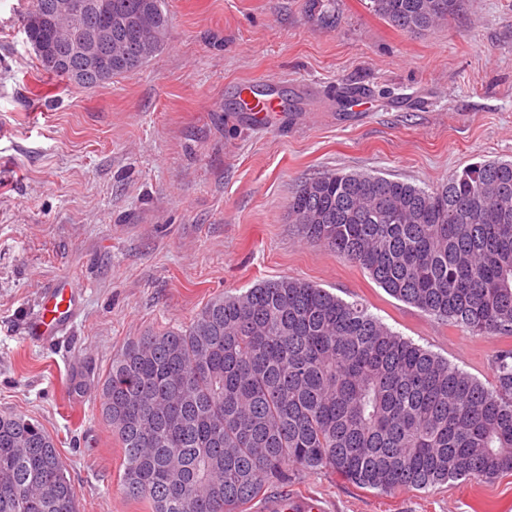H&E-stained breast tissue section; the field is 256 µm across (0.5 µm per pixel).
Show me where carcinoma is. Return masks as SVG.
Listing matches in <instances>:
<instances>
[{"mask_svg":"<svg viewBox=\"0 0 512 512\" xmlns=\"http://www.w3.org/2000/svg\"><path fill=\"white\" fill-rule=\"evenodd\" d=\"M31 0V44L82 25ZM153 12L150 55L170 27ZM407 32L456 14L448 0H371ZM334 19L333 0H306ZM133 36L112 30V52ZM302 236L367 272L395 299L474 335L512 337V161L475 163L434 188L364 173L304 182L289 202ZM102 419L124 453L122 490L152 512H243L271 486L327 469L380 494L512 473V346L486 383L393 332L368 307L282 277L212 297L181 329L131 342L98 381ZM0 512H76L56 442L0 416Z\"/></svg>","mask_w":512,"mask_h":512,"instance_id":"obj_1","label":"carcinoma"}]
</instances>
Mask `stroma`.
Here are the masks:
<instances>
[{
    "label": "stroma",
    "mask_w": 512,
    "mask_h": 512,
    "mask_svg": "<svg viewBox=\"0 0 512 512\" xmlns=\"http://www.w3.org/2000/svg\"><path fill=\"white\" fill-rule=\"evenodd\" d=\"M30 0H0V415L57 444L78 512H151L120 489L123 450L97 382L138 336L188 325L214 296L284 276L366 303L392 331L488 380L502 340L387 294L288 220L327 172L421 187L512 160V0H461L446 24L393 27L370 0H167L163 49L87 90L41 70L23 31ZM346 85L366 98L340 110ZM284 108L246 111L241 90ZM81 292L52 343L26 339L45 289ZM327 512H512V475L381 495L326 470L270 488Z\"/></svg>",
    "instance_id": "stroma-1"
}]
</instances>
